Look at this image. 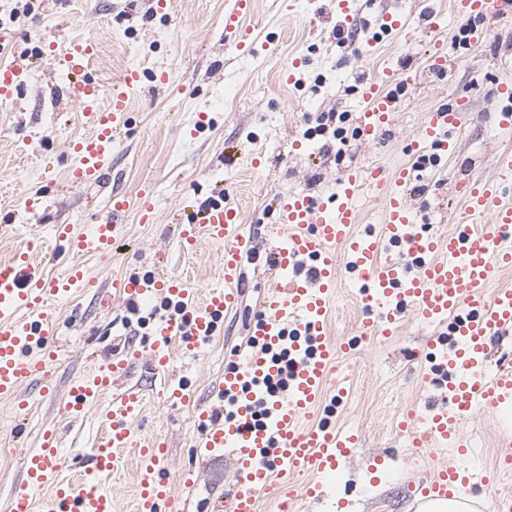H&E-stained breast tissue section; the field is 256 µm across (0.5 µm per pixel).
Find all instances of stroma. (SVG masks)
<instances>
[{
    "label": "stroma",
    "mask_w": 512,
    "mask_h": 512,
    "mask_svg": "<svg viewBox=\"0 0 512 512\" xmlns=\"http://www.w3.org/2000/svg\"><path fill=\"white\" fill-rule=\"evenodd\" d=\"M227 2L173 0L172 15L165 20L154 0H0V64L23 61L28 66L12 102L0 105V218L14 217L22 226L19 237L0 241V264L9 262L26 239L46 236L53 224L91 234L94 224L109 215L113 192L133 198L151 190L156 207L151 224L139 223L132 211L121 217L125 244L111 258L81 257L99 294L54 305L58 350L47 382H33L16 397L0 400V512H8L11 497L24 487V459L39 449L46 429L61 435L56 478L79 477L84 451L105 430L108 402L99 400L81 419H70L65 412L69 386L107 355L128 347L141 355L133 359L127 380L146 395L143 416L133 428L163 446V475L171 486L163 512H206L211 496L234 489L235 466L229 454L217 459L196 454L195 414L223 381L231 352L245 346L248 322L259 314L272 282L265 247L279 226L273 200L296 192L327 199L347 167L391 170L414 163L408 144L425 114L457 99L463 111L454 158L446 169L425 176V191L414 198L421 230L453 228L464 211L455 183L495 171V155L504 144L496 126L498 87L512 83V17L496 24L482 45L462 46L455 41L460 21L454 0H354L361 23L371 30H379L385 14L397 11L408 29L371 46L340 45L335 0H255L244 24L274 34L276 46L241 59L224 38ZM429 9L441 11L446 20L437 37L446 42L454 64L444 75L424 69L429 38L418 28ZM87 35L99 42L90 72L102 87L131 66L145 73L132 96L128 125L112 145L111 175L91 189L68 182L75 162L70 143L86 129L77 119V101L64 100L61 92L69 41ZM45 36L53 40L52 50L33 54ZM297 58L303 64L294 83H286L282 73ZM387 67L416 69L420 77L387 86L398 99V111L377 146L350 134L341 152L327 153L324 137L317 135L305 138L303 150L293 149L309 119L323 112H352L359 82ZM160 69L172 74V84L152 81V72ZM202 112L211 123L199 132L195 123ZM35 193L42 195V205L25 211V198ZM218 196L240 209L255 256L243 267L241 304L225 314L220 335L192 358L180 339H173L172 378L188 380L193 391L188 404L175 406L165 393L172 378L154 373L143 355L151 310L121 300L112 280L122 272L160 270L200 293L221 284L223 244L205 239L187 253L178 233L193 205ZM365 314L358 288L338 280L328 335L351 348L340 364L349 377L348 398L333 422L336 429L358 432L357 448L329 482L326 500L303 499L300 489L308 478L296 475L281 482L276 495L260 496L259 512H281L284 501L290 512H332L339 498L348 500L346 512H416L419 481L452 457L448 448L413 447L411 436L397 427L408 410L441 396L423 381L430 337L406 314L397 335L373 341L360 333ZM503 425L501 415L481 409L465 422L472 468L494 465ZM377 455L388 456L389 471L375 479L367 464ZM122 457L119 473L106 487L115 512H134L142 462L129 448Z\"/></svg>",
    "instance_id": "35a3bbf8"
}]
</instances>
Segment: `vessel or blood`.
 Segmentation results:
<instances>
[{"instance_id": "vessel-or-blood-1", "label": "vessel or blood", "mask_w": 512, "mask_h": 512, "mask_svg": "<svg viewBox=\"0 0 512 512\" xmlns=\"http://www.w3.org/2000/svg\"><path fill=\"white\" fill-rule=\"evenodd\" d=\"M252 0H231L224 12V36L237 55L255 52L257 39L242 27ZM459 19L469 22L468 40L486 42L493 26L512 12V0H455ZM99 43L91 36L75 38L66 56L69 88L81 105L80 117L88 132L71 143L75 163L69 182L76 187L104 180L112 169V142L126 127L131 110L130 92L142 83L138 68H128L108 92H101L88 73ZM416 72L385 70L381 78L358 86L361 99L355 111L356 136L366 145L395 121L398 100L382 93L381 83L413 82ZM500 132L512 134V83L498 87ZM461 123L456 108L427 113L411 143L412 151L432 149L434 161L454 152V135ZM415 169L400 167L395 174L383 169L352 167L336 180L328 201L304 193L278 197L279 222L286 233L270 241L266 256L275 278L262 302V310L247 330L246 348L235 351L224 370L215 404L201 408L195 420L196 447L209 458L232 451L237 487L211 512H258V496L274 494V475L308 474L302 489L307 499L317 498L324 478L333 475L351 456L359 437L336 430L331 424L302 427L301 419L318 407L336 413L344 405L347 376L337 368L338 346L327 341V320L335 296L338 269H345L352 284L361 288L369 311L361 333L392 336L399 316L411 313L420 329L447 326L449 338L432 344L434 364L428 377L439 387L440 406L411 410L400 428L412 433L417 447L455 449L457 461L436 468L420 481V495L448 500L464 496L471 485L492 484L494 473L476 472L460 465L471 446L463 431L474 410L499 412L512 408V360L490 361L494 337L512 332V288H498L491 296L482 291L496 272L512 269V203L504 202L512 186V148H501L495 172L485 178L459 182L464 213L454 231L434 234L420 231L417 210L407 190ZM380 205L378 228L358 230L360 200ZM136 209L140 223H152L154 204L150 192L137 203L125 196L112 197V217L95 225L92 234H74L71 225L55 224L49 238L28 241L25 250L0 266V399L11 398L19 388L47 379L56 352L50 342L54 300L96 290L78 262L57 278L38 273L30 262L32 252L48 241L66 243L73 254L111 256L122 234L117 217ZM223 244L224 284L196 295L187 283L163 275L123 274L112 282L119 296L137 304L162 300L167 311L153 318L150 357L158 372L170 369L169 347L180 337L187 351L220 334L226 311L238 306L244 260L253 249L242 232L241 213L221 200L199 208L181 225L179 242L192 252L201 239ZM127 358L113 356L105 365L75 380L69 387L65 411L83 416L101 396L110 399L109 425L86 461L92 474L117 470L118 449L131 448L143 460L138 479L135 512H161L171 489L160 476L163 450L154 440L132 428L144 407L138 388L126 385ZM60 441L46 430L38 451L25 458L27 491L16 494L9 512H113L111 493L80 478H54ZM50 485V494L34 503L32 490Z\"/></svg>"}]
</instances>
